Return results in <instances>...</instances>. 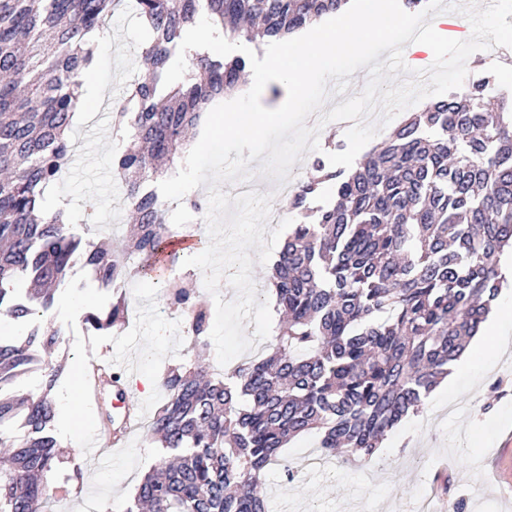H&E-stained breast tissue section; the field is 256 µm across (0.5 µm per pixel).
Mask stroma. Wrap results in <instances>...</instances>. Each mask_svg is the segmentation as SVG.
I'll return each mask as SVG.
<instances>
[{
    "instance_id": "1",
    "label": "stroma",
    "mask_w": 512,
    "mask_h": 512,
    "mask_svg": "<svg viewBox=\"0 0 512 512\" xmlns=\"http://www.w3.org/2000/svg\"><path fill=\"white\" fill-rule=\"evenodd\" d=\"M146 40L145 28L128 7H120L108 20L86 94L95 108L76 124L70 166L47 192L48 199L68 204L77 219L70 230L86 243L107 235L118 245L128 229L129 208L112 171V155L124 147L128 134L111 131V104L123 99L138 74ZM253 181L272 194L271 204L281 218L297 224L336 196L334 185L327 184L295 209L275 198L274 180L257 175ZM90 202L97 207L95 224L83 221ZM172 276L193 289L200 301L212 303L203 273L195 267L181 266L173 274L165 270L156 280L134 278L125 288L137 326L132 336L122 328L106 335L87 329L85 311L108 308L112 291L99 286L83 264L71 269L58 291L46 320L63 332L55 354L63 371L53 391L57 415L52 426L61 461L54 475L59 492L47 512H86L91 499L111 501L115 512H125L143 475L158 464L160 448L139 427L126 455L113 462L109 479H99L101 465L85 453L101 427L98 407L86 396L71 402L70 395L94 366H107L113 358L134 377L149 380L188 360L184 318L168 311L164 302L163 282ZM77 295L85 297L84 306L70 305ZM449 375L456 389L440 383L421 413L408 416L388 434L371 464L343 466L332 458L326 469L311 470L304 461L318 451L317 434L291 443L284 456L298 478L287 481L279 467L267 473L270 512H419L424 500L433 512H446L450 499L459 496L467 499L468 512H512V499L504 495L512 488V341L488 346L473 368L455 362Z\"/></svg>"
}]
</instances>
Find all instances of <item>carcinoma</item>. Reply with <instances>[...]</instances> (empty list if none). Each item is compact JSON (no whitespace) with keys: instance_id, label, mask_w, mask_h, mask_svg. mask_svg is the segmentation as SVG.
I'll list each match as a JSON object with an SVG mask.
<instances>
[{"instance_id":"cac0c4a2","label":"carcinoma","mask_w":512,"mask_h":512,"mask_svg":"<svg viewBox=\"0 0 512 512\" xmlns=\"http://www.w3.org/2000/svg\"><path fill=\"white\" fill-rule=\"evenodd\" d=\"M120 0H0V314L30 326L0 339V512H44L55 497L58 444L49 432L61 329L40 320L83 260L104 288L173 264L167 205L150 186L159 165L182 159L189 132L238 88L243 56L194 53V68L163 78L188 29L207 17L230 41H280L340 12L349 0H134L148 40L140 75L112 106L130 143L112 170L135 216L124 245L82 246L65 207L42 209L69 166L84 74L96 67L87 36ZM434 130L430 136L426 131ZM512 248V101L489 109L476 96L415 112L355 171L311 222L294 224L272 266L280 325L272 352L223 377L202 361L210 310L171 284L166 306L184 315L188 363L158 379L163 403L146 439L164 450L127 512H267L262 492L282 449L309 433L343 461L371 462L397 424L422 411L484 323ZM26 291L19 304L15 289ZM128 305L85 313L95 331L121 327ZM31 364L44 370L36 398L3 395ZM23 418L24 435L1 426Z\"/></svg>"}]
</instances>
